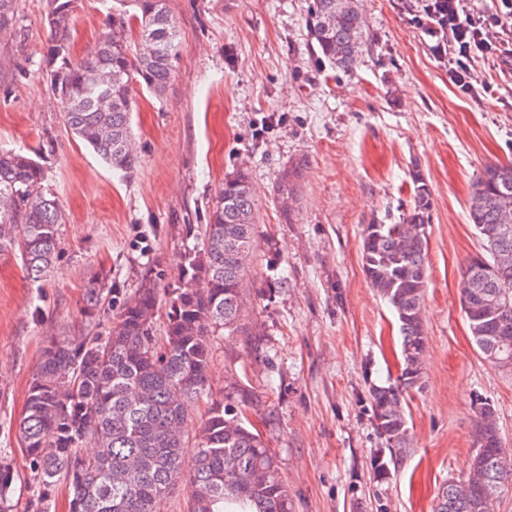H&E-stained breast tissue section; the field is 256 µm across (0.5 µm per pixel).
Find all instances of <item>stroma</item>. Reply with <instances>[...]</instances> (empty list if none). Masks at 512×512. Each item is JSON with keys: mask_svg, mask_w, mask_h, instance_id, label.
<instances>
[{"mask_svg": "<svg viewBox=\"0 0 512 512\" xmlns=\"http://www.w3.org/2000/svg\"><path fill=\"white\" fill-rule=\"evenodd\" d=\"M311 0H165L182 40L163 96L131 92L130 174L106 165L66 126L45 70V0H17L24 49L0 41V148L44 168L64 217L54 268L32 281L0 256V448L26 501L30 474L17 434L29 383L50 336L92 331L86 284L106 274L130 294L154 265L169 284L209 221L225 176L248 172L257 203L243 332L214 337V399L240 407L288 485L293 512H433L473 452V406L490 402L512 448V373L485 361L461 309V268L480 238L471 186L512 161V67L476 62L475 93L400 0H360L364 43L352 72L321 60L307 26ZM106 0H76L72 52L84 56ZM307 168L285 223L283 171ZM419 169L432 193L427 349L405 411L406 455L386 473L370 392L400 372L398 323L362 267L366 224H395Z\"/></svg>", "mask_w": 512, "mask_h": 512, "instance_id": "obj_1", "label": "stroma"}]
</instances>
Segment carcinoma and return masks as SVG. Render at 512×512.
<instances>
[{
	"label": "carcinoma",
	"instance_id": "obj_1",
	"mask_svg": "<svg viewBox=\"0 0 512 512\" xmlns=\"http://www.w3.org/2000/svg\"><path fill=\"white\" fill-rule=\"evenodd\" d=\"M17 0H0V36L22 47ZM75 0H46L47 75L63 119L85 145L111 167L133 172L132 75L157 95L174 77L180 32L164 0H131L135 11L107 13L94 49L70 55V17ZM308 26L321 57L342 71L356 63L365 21L359 0H313ZM305 164L284 170L277 195L294 197ZM413 203L397 224L375 221L363 229L362 267L388 303L402 336L397 383L371 394L385 449L373 458L385 472L406 451L404 409L420 388L426 350L422 303L431 190L419 170L411 173ZM481 250L462 268L461 308L482 358L512 371V162L486 165L472 185L468 210ZM63 215L44 169L15 150H0V254L20 256L28 276L51 272ZM256 200L247 173L224 178L205 225L202 244L182 256L179 281L165 283L160 266L140 287L118 298L103 278L85 288L82 314L113 323L90 336H50L29 387L18 436L29 458V499L24 512H52L62 483L69 512H160L172 489L188 479L193 492L186 512H290L288 487L260 437L231 405H209L194 446L184 435V404L207 396L212 337L240 332L243 291L257 247ZM235 246L225 244L226 237ZM166 306L164 334L156 316ZM474 451L466 477L450 481L433 512H496L512 487V452L505 448L495 413L475 406ZM191 468H185L187 452ZM14 474L0 451V512L12 503Z\"/></svg>",
	"mask_w": 512,
	"mask_h": 512
}]
</instances>
